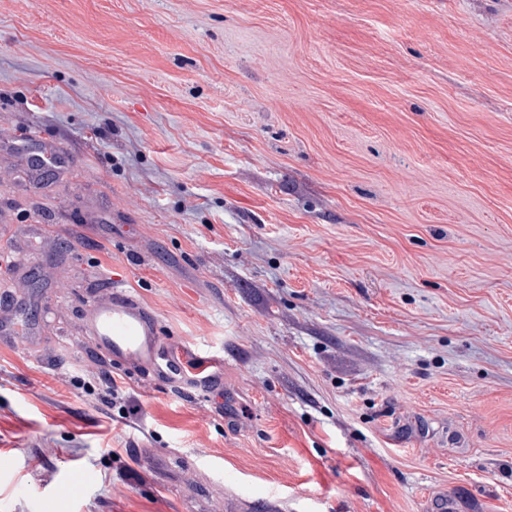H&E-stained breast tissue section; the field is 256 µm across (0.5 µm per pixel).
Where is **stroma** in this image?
<instances>
[{"mask_svg": "<svg viewBox=\"0 0 512 512\" xmlns=\"http://www.w3.org/2000/svg\"><path fill=\"white\" fill-rule=\"evenodd\" d=\"M0 321V512H512V0H0ZM111 288V302L97 306L85 321L95 347L115 360L130 359L162 374L174 366L181 369L184 358H172L171 364L160 362L164 358L150 313L127 290L116 283ZM97 379L101 390V399L104 403L115 406L124 400L125 391L118 385L114 374L105 373L98 376Z\"/></svg>", "mask_w": 512, "mask_h": 512, "instance_id": "1", "label": "stroma"}]
</instances>
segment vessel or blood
<instances>
[{
	"label": "vessel or blood",
	"mask_w": 512,
	"mask_h": 512,
	"mask_svg": "<svg viewBox=\"0 0 512 512\" xmlns=\"http://www.w3.org/2000/svg\"><path fill=\"white\" fill-rule=\"evenodd\" d=\"M96 348L116 360L130 359L163 371L160 339L149 312L127 290H113L108 305L97 306L85 321Z\"/></svg>",
	"instance_id": "b4317fda"
}]
</instances>
